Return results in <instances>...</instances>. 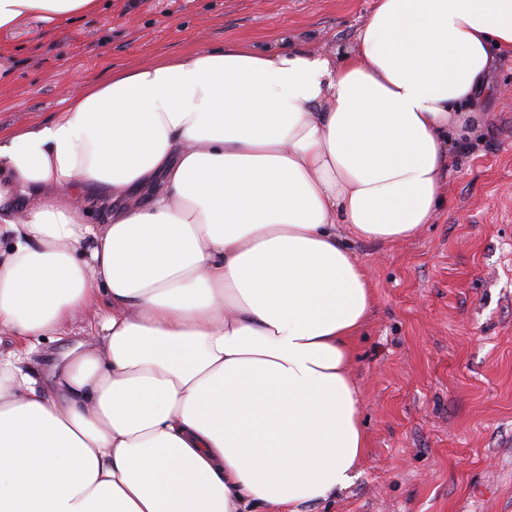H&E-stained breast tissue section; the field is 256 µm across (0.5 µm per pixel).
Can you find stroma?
<instances>
[{"label": "stroma", "instance_id": "obj_1", "mask_svg": "<svg viewBox=\"0 0 512 512\" xmlns=\"http://www.w3.org/2000/svg\"><path fill=\"white\" fill-rule=\"evenodd\" d=\"M375 0H101L93 13L0 31V130L47 121L112 71L228 41L355 48ZM480 129L452 142L443 201L411 239L348 240L374 303L352 377L368 446L353 483L306 512H512V53L496 54ZM20 340L43 380L89 329Z\"/></svg>", "mask_w": 512, "mask_h": 512}]
</instances>
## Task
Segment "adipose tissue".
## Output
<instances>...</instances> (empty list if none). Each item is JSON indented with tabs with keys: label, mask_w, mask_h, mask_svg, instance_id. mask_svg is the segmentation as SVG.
<instances>
[{
	"label": "adipose tissue",
	"mask_w": 512,
	"mask_h": 512,
	"mask_svg": "<svg viewBox=\"0 0 512 512\" xmlns=\"http://www.w3.org/2000/svg\"><path fill=\"white\" fill-rule=\"evenodd\" d=\"M98 7L0 0V30ZM358 42L163 58L0 132V335L99 315L45 382L0 355V512H302L351 484L373 292L342 239L431 222L512 0H376Z\"/></svg>",
	"instance_id": "ef3b65f1"
}]
</instances>
